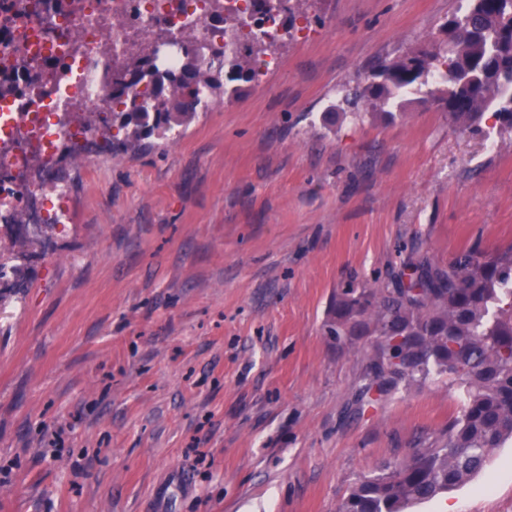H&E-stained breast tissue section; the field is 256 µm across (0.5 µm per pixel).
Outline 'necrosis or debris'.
Here are the masks:
<instances>
[{
  "instance_id": "necrosis-or-debris-1",
  "label": "necrosis or debris",
  "mask_w": 512,
  "mask_h": 512,
  "mask_svg": "<svg viewBox=\"0 0 512 512\" xmlns=\"http://www.w3.org/2000/svg\"><path fill=\"white\" fill-rule=\"evenodd\" d=\"M217 4L237 19L225 52L247 33L268 42L304 33L261 14L255 0H0V229L67 223L63 169L101 156L97 130L75 124V113L106 120L152 107L149 80L120 89L119 67L147 57L159 71L178 70L185 42L212 39Z\"/></svg>"
}]
</instances>
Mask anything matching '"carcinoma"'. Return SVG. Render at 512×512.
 I'll use <instances>...</instances> for the list:
<instances>
[{
	"mask_svg": "<svg viewBox=\"0 0 512 512\" xmlns=\"http://www.w3.org/2000/svg\"><path fill=\"white\" fill-rule=\"evenodd\" d=\"M460 25L432 49L419 48L380 66L363 87L341 99L353 113L366 104L393 105L408 91H425L465 128L492 111L512 128V0H472ZM269 43L248 38L230 57H201L214 44L185 53L175 73L145 72L157 93V112L136 108L112 114L137 139L162 138L197 114L199 85L209 95L235 96L256 80L251 63ZM445 72L441 80L435 72ZM327 334L371 336L364 355L362 397L371 406L398 386L445 375L463 392L460 409L425 448L403 462L358 481L337 512H411L416 505L453 491L479 473L492 451L512 442V246L494 252L471 248L448 268L427 261L407 279L349 285L336 292Z\"/></svg>",
	"mask_w": 512,
	"mask_h": 512,
	"instance_id": "obj_1",
	"label": "carcinoma"
}]
</instances>
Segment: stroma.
<instances>
[{"mask_svg": "<svg viewBox=\"0 0 512 512\" xmlns=\"http://www.w3.org/2000/svg\"><path fill=\"white\" fill-rule=\"evenodd\" d=\"M469 0H294L279 69L70 172V221L0 253V512H336L461 401L433 376L359 410L336 288L512 243V129L405 94L338 111ZM497 149H488V142ZM512 512V444L414 512Z\"/></svg>", "mask_w": 512, "mask_h": 512, "instance_id": "stroma-1", "label": "stroma"}]
</instances>
